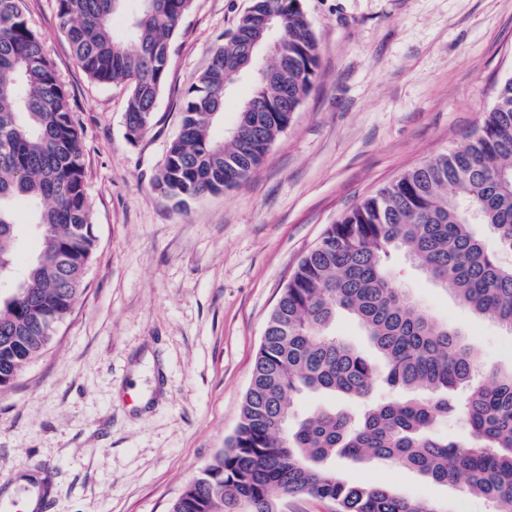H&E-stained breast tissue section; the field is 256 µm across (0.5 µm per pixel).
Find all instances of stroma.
I'll use <instances>...</instances> for the list:
<instances>
[{
	"mask_svg": "<svg viewBox=\"0 0 512 512\" xmlns=\"http://www.w3.org/2000/svg\"><path fill=\"white\" fill-rule=\"evenodd\" d=\"M251 0H192L146 133L128 90L77 66L55 0L24 13L81 127L97 250L50 348L0 390V512H169L235 431L270 313L302 256L352 206L462 144L512 75V0H302L315 87L239 187L178 207L153 187L187 90ZM394 276L512 370V334L471 314L404 256ZM342 477L447 512H492L462 484L383 461Z\"/></svg>",
	"mask_w": 512,
	"mask_h": 512,
	"instance_id": "obj_1",
	"label": "stroma"
}]
</instances>
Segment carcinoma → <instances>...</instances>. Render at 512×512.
Masks as SVG:
<instances>
[{
  "instance_id": "obj_1",
  "label": "carcinoma",
  "mask_w": 512,
  "mask_h": 512,
  "mask_svg": "<svg viewBox=\"0 0 512 512\" xmlns=\"http://www.w3.org/2000/svg\"><path fill=\"white\" fill-rule=\"evenodd\" d=\"M125 2L57 0V18L90 80L128 87L126 126L142 136L167 77L171 37L192 0H135L117 32L112 16ZM270 13L288 63L254 62L246 102L262 99L267 111L239 108V138L217 140L224 80L244 56L237 33H255ZM318 67V41L301 0H252L188 89L180 134L167 147L155 189L182 206L238 187L288 127ZM457 187L461 202L452 194ZM18 202L30 207L42 248L24 279L0 293V389L13 385L71 314L97 243L69 91L22 0H0V276L21 234ZM476 222L495 247L473 232ZM399 253L461 307L512 332V264L502 259L512 254V76L463 144L364 198L301 258L267 321L234 435L171 512H280L282 495L312 498L332 512H447L388 486L345 481L336 468L341 458L386 461L434 483L461 480L495 512H512V371H479L476 347L395 281L390 261ZM339 314L360 324L384 377L333 334ZM381 380L402 396L374 400ZM319 391L357 399L364 410L298 416V397ZM450 418L469 439L437 432Z\"/></svg>"
}]
</instances>
